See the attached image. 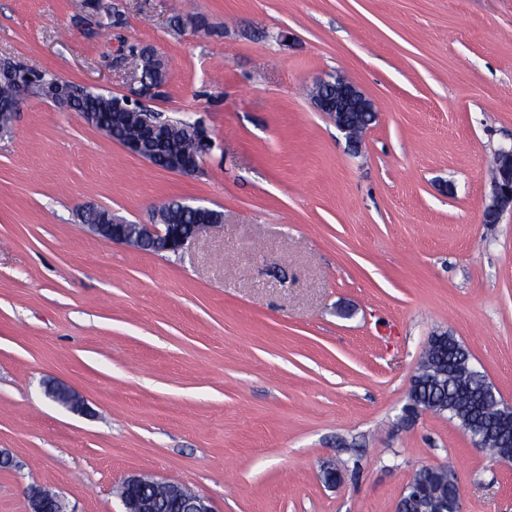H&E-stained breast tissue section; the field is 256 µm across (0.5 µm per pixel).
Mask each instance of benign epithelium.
<instances>
[{
	"instance_id": "7a95c632",
	"label": "benign epithelium",
	"mask_w": 512,
	"mask_h": 512,
	"mask_svg": "<svg viewBox=\"0 0 512 512\" xmlns=\"http://www.w3.org/2000/svg\"><path fill=\"white\" fill-rule=\"evenodd\" d=\"M75 93L66 83L54 84L47 88L42 98L63 110H71ZM315 108L326 113L336 127L346 135L349 143L359 144V136L376 121L377 113L372 101L355 83L343 77L332 81H321L313 94ZM187 132L198 146L195 163L188 166H175L169 171L191 174L199 167L203 156L211 148L210 138L195 125H187ZM495 170L492 178L489 202L484 208V222L499 223L503 214L512 211V146L501 147L495 153ZM85 228L93 235L114 244L138 247L136 237L127 231V224L116 219L111 224H87ZM211 228L209 224H197L186 232L179 224H139V236L166 252L178 253L197 240L203 232ZM51 388L66 400V406L75 412L84 410L81 397L63 384H53ZM161 485L170 498L181 507L182 512H215L212 502L206 496L174 483H161L150 475L136 474L128 477L123 486L129 493L121 497L123 512H156L153 499L137 493L144 483ZM29 512H67L63 500L43 488H32L28 493Z\"/></svg>"
}]
</instances>
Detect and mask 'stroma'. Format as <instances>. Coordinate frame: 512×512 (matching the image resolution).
<instances>
[{
  "mask_svg": "<svg viewBox=\"0 0 512 512\" xmlns=\"http://www.w3.org/2000/svg\"><path fill=\"white\" fill-rule=\"evenodd\" d=\"M107 2L121 27L85 0H0V58L123 97L151 46L167 81L147 108L214 148L176 174L35 97L0 135V512H29L32 486L122 512L140 473L217 512H395L447 463L461 512H512V462L448 416L401 420L444 331L512 403V213L482 221L512 145V0ZM178 14L208 27L175 33ZM337 74L378 112L356 152L310 97ZM172 200L224 222L173 255L79 218L151 224ZM107 213L108 210L104 209L85 211L83 215L85 228L93 235L111 243L124 244L139 249L137 238L135 235L131 236L127 231L129 224H125L123 220L119 219H114L113 224H103L108 219Z\"/></svg>",
  "mask_w": 512,
  "mask_h": 512,
  "instance_id": "1",
  "label": "stroma"
}]
</instances>
